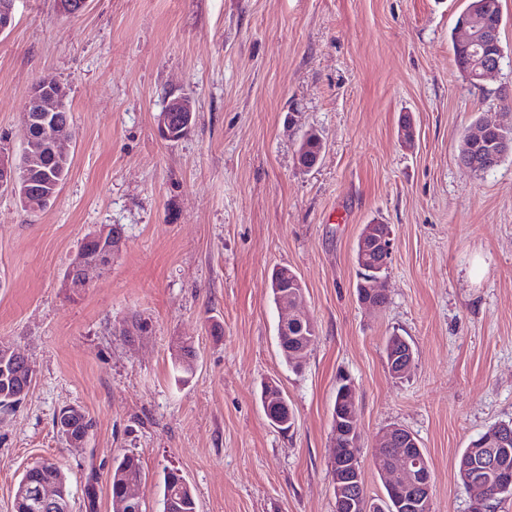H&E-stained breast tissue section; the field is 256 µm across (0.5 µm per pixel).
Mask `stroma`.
<instances>
[{"label":"stroma","instance_id":"35a3bbf8","mask_svg":"<svg viewBox=\"0 0 512 512\" xmlns=\"http://www.w3.org/2000/svg\"><path fill=\"white\" fill-rule=\"evenodd\" d=\"M467 0H17L0 35V141L21 151L32 86L59 82L72 113L69 175L50 207L0 194V342L35 379L0 412V512L26 466L54 459L73 507L100 476L112 512L114 458L139 456L143 497L177 469L198 512H335L329 475L336 387L347 380L368 496L381 430L413 433L432 471V512H472L455 461L512 421V156L473 175L457 162L479 114L512 127V0H501L499 73L472 85L451 32ZM195 122L163 140L169 95ZM416 130L401 142L403 122ZM325 148L297 163L305 131ZM104 224L126 244L80 295L64 273ZM387 224L384 307L356 294L358 237ZM300 278L316 339L292 371L277 344L270 281ZM145 319L125 336L119 323ZM415 349L407 377L385 364L387 336ZM195 348L192 373L180 342ZM277 380L295 415L283 430L260 392ZM70 406L96 426L87 447L59 440Z\"/></svg>","mask_w":512,"mask_h":512}]
</instances>
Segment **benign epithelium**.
I'll return each instance as SVG.
<instances>
[{"label": "benign epithelium", "mask_w": 512, "mask_h": 512, "mask_svg": "<svg viewBox=\"0 0 512 512\" xmlns=\"http://www.w3.org/2000/svg\"><path fill=\"white\" fill-rule=\"evenodd\" d=\"M469 18L460 20L457 28V44L463 58L472 54V47L479 45L483 50L482 64L478 70L468 74L473 82L485 81L496 74L501 68L503 52L498 48V30L484 29L474 34L469 30ZM65 96L63 88L54 82L40 81L31 91L28 113L26 114L22 129V139L29 137L30 130L40 134V141L44 148L58 155H69L66 143L69 140V128L59 123L55 113L64 110ZM184 113L186 123L193 119V106L189 98L169 96L158 118V128L165 138H171L168 130L170 113ZM497 129L500 137L495 142L493 158L498 159L512 154V136L506 133V128L498 121L484 118L476 124L474 130L463 137L457 161L459 166L469 172H479L482 169L479 155L487 141L488 131ZM0 192L19 195L26 205L39 210L37 197L39 192L31 189L30 184L22 183L20 166L12 147L0 143ZM124 241L122 228L118 225H104L93 232L86 240L85 245L78 251L76 257L68 268L65 287L78 292L96 278L105 275L112 265V259L119 252ZM392 232L386 231L384 235L374 238L370 230L359 238V247L362 253L376 259V265L381 269L389 267L392 256ZM309 317L303 313L288 312V302H283L281 318L279 321V336L288 334V329L298 330L304 327ZM413 348L407 341L395 353L388 369L394 375L408 373L414 364ZM342 394L349 400L345 410H337L343 419L337 420L333 438L349 439L356 433L353 425V410L356 407L355 394L351 385H346ZM416 444L413 434L399 425H391L383 430L380 438V447L390 448L394 444ZM508 454L506 443L498 442L493 434L475 445L474 452L467 462L463 464V472L467 487L475 491L478 501L495 494L498 486L512 480L508 475L506 465L503 464ZM44 467V462H32L25 472V477L17 492L18 501L25 512H59L64 508V502L55 496L52 486L36 479V473ZM362 472L361 456L357 453L337 456L333 464L331 481L337 500L342 504H349L350 500L344 497L345 488L349 485L359 484ZM386 486L400 512H427L431 509V479L426 470L416 458L401 455L399 460L384 475Z\"/></svg>", "instance_id": "1"}]
</instances>
